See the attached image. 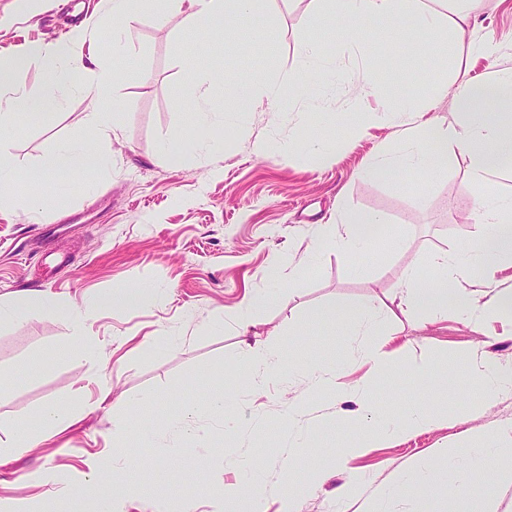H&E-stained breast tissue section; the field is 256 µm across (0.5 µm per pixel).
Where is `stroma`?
Returning <instances> with one entry per match:
<instances>
[{
	"label": "stroma",
	"instance_id": "1",
	"mask_svg": "<svg viewBox=\"0 0 512 512\" xmlns=\"http://www.w3.org/2000/svg\"><path fill=\"white\" fill-rule=\"evenodd\" d=\"M430 7L445 16L470 12L464 38L490 39L493 53L456 52L406 21L401 35L408 53L387 56L382 25L370 21L369 59L380 93L358 107L353 89L361 62L349 54L343 30L323 21V0H269L249 27L227 26L220 39L185 31L178 14L161 24L144 13L118 60L115 137L101 138L83 126L87 102L67 88L49 122L0 129V144L23 171L45 169L57 148L75 138L111 158L107 168L36 184L49 201L42 222H33L21 198L0 202V294L47 290L62 303L81 305L86 352L95 356L90 362L86 353L70 350L72 325L64 316L30 305L20 321H0V372L6 376L0 435L19 424L44 436L31 451L0 462V505L21 512H87L81 498L65 496L55 485L33 486L30 477L51 468L75 489L89 476L108 484L117 451L135 486L164 497L168 512H181L186 502L195 512H212L215 483L233 486L244 479L224 464V451L231 448L261 468L267 512H279L288 490L281 468L287 456L300 475H307L315 457L328 475L298 493V512H357V503H337L339 488L360 475L377 486L388 484L423 459L439 468L456 461L468 486L461 496L440 493L436 512H475L483 504L512 512V472L473 473L464 459L468 438L512 429V392L483 408L480 375L465 358L481 347L512 364V320L480 326L452 317L433 322L423 313L402 311L397 300L406 269L433 281L430 253L470 240L473 226L465 216L478 191L467 164L459 157L433 174L403 172L387 180L364 170L375 149L394 147L399 137L397 126L375 121L374 109L415 98L432 113L451 112V97H432L435 61H447L452 86L512 68V0H482L473 11L466 0H431ZM105 11V0H0V60L19 58L27 43L68 36L92 20L97 27L80 50L111 61L100 25ZM316 42L342 61L334 84L310 87L278 115L260 104L231 123L211 125L205 131L209 151L195 150L187 92L202 72H223L216 99L229 103L244 74L263 69L287 78ZM259 140L295 141L299 147L285 161L259 157L252 151ZM340 199L351 212L375 213L385 221L379 242L352 259L315 247L319 225L335 223ZM309 253L311 265L299 268ZM272 263L279 277L267 284L262 273ZM263 286L270 298L253 314L251 333L277 343L299 367L323 359L346 362L336 386L288 388L275 382L250 391L232 317L249 289ZM127 289L159 292L164 299L107 306V299ZM366 299L386 310V328L399 350L397 364L375 381L355 361L361 337L312 319L330 303ZM421 361L454 367V388L420 380L411 367ZM366 381L372 384L367 405L373 414L397 417L423 402L450 421L347 455L349 441L369 432V423L347 431L322 429L314 416L358 413L350 396ZM103 387L111 393L102 408H75L73 425L57 435L44 432L40 411L46 403L67 402L77 391L93 400ZM218 391L238 415L241 435L226 433L216 422L204 445L170 436L169 422L182 405H206ZM148 393L155 396L149 403L143 400ZM288 398L298 402L306 428L294 449L282 439ZM144 413L146 437L122 433V426Z\"/></svg>",
	"mask_w": 512,
	"mask_h": 512
}]
</instances>
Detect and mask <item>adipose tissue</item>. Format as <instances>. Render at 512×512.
<instances>
[{
	"instance_id": "ef3b65f1",
	"label": "adipose tissue",
	"mask_w": 512,
	"mask_h": 512,
	"mask_svg": "<svg viewBox=\"0 0 512 512\" xmlns=\"http://www.w3.org/2000/svg\"><path fill=\"white\" fill-rule=\"evenodd\" d=\"M267 0H108L112 17V50L114 57L123 54L122 38L131 32L144 5H151L156 20L166 19L170 11H177L183 28L189 32L203 29L220 32L223 20L232 16L251 22L264 13ZM330 13L334 22L344 29L356 48L367 45L365 24L378 19L390 34V50L403 52L402 42L394 33L403 16H411L415 24L425 28L439 41L461 30L468 15L459 19H446L431 11L424 0H331ZM75 59V44L70 40L37 41L29 44L22 64L40 74L44 91L35 100L26 92L15 91L9 104L0 108V128L14 126L23 121L45 122L49 112L61 108L63 99L58 93L62 82L70 73L66 65ZM90 79L80 92L90 100L82 122L100 135L116 131L115 109L111 104V91L120 78L119 71L96 57H89L85 66ZM329 62L307 56L302 67L287 82L267 79L260 71L244 78L240 89L242 109L253 102H266L270 110H278L283 98L299 91L304 84L322 80L330 72ZM452 95L453 110L449 117H425L414 102H406L400 109H383L381 117L394 125H411V132L403 138L397 149L379 148L367 160L368 172L382 177H393L410 170H429L456 157L468 162L471 183L483 187L473 210L476 218L473 238L468 246L456 253L434 251L430 262L436 271L434 285L424 284L415 270H406L401 281L400 305L409 310L432 314H452L468 322H484L505 315L512 316V289L500 287L499 275L512 268V196L492 191L490 184L496 174L512 163V70L495 73L491 79L449 89L447 84L436 88L437 97ZM103 154L87 150L75 143L63 146L53 156L48 172L52 175L98 169L109 165ZM338 223L320 225L317 244L329 247L344 257L357 256L366 244L379 233L381 219L374 214L352 213L345 204H338ZM480 275L481 289L473 294L462 293L459 284L473 275ZM317 319L328 325L342 322L351 336L368 337V344L360 350V360L368 364L373 376H381L397 362L395 351L389 350L390 335L381 327L385 313L374 301L357 305L332 304L316 313ZM469 361L482 376V402L492 406L499 396L512 390V367L492 360L485 351L473 349ZM241 362L249 373L253 391L264 390L270 379L288 372L289 376L312 378L316 386L334 381L336 369L324 362H312L302 367L284 369L281 348L264 349L243 342ZM221 416L228 431H236L237 422L228 413L223 399L210 400L207 408L182 406L174 420L182 426L187 437L202 441L207 428L201 424V413ZM443 418L418 406L402 417L377 416L372 430L380 440L390 442L405 438L424 427H434ZM508 432L491 433L477 438L471 448L469 464L479 471L501 470L512 467V459L501 455L499 446L511 437ZM240 468L250 476L247 488L214 487V512H264V488L257 469L251 462H241ZM455 467L440 470L430 461H419L412 469L402 473L390 484L371 488L366 482H349L341 489L345 500L361 502L364 512H385L384 505L396 496H409L419 504L418 512H432V499L443 485H457Z\"/></svg>"
}]
</instances>
